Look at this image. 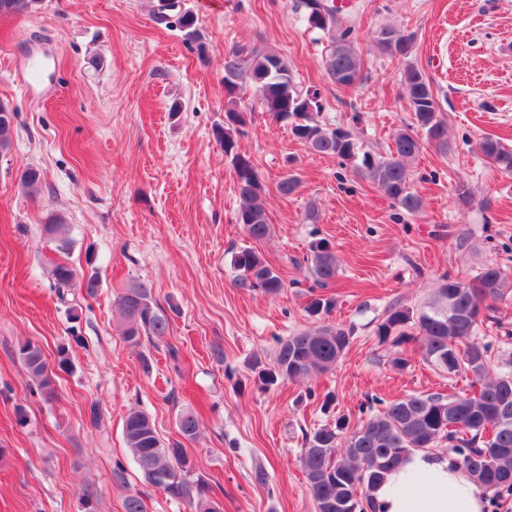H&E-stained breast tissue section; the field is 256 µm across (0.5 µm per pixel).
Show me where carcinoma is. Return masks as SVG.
Returning a JSON list of instances; mask_svg holds the SVG:
<instances>
[{"instance_id": "obj_1", "label": "carcinoma", "mask_w": 512, "mask_h": 512, "mask_svg": "<svg viewBox=\"0 0 512 512\" xmlns=\"http://www.w3.org/2000/svg\"><path fill=\"white\" fill-rule=\"evenodd\" d=\"M39 0H0V13H25ZM306 20L313 29L331 34L325 58L328 78L336 85L350 88L361 71L362 57L353 38V25L343 24L340 10L327 0V16L317 19L310 0H301ZM377 49L390 57L407 56L412 36L393 26L378 27L373 33ZM224 80L228 85L226 118L231 124H243L237 111V79L247 78L251 86L264 88L260 104L276 120L291 122L293 136L313 152L353 162L359 147L352 133L342 127L329 129L318 121L322 105L317 92L303 90L295 80L288 61L274 52L256 51L243 58L232 50L224 57ZM402 82L414 114V126L397 131L389 154L374 158L363 156L355 170L370 179L391 202L407 214L422 210L421 196L410 183L411 165L426 144L448 147L445 123L429 79L412 65L405 66ZM17 120L16 112L0 107V150L10 146ZM224 153L232 156L239 199L237 223L248 238L261 241L269 236L268 217L259 203L262 185L250 157L235 151V131L224 127L219 132ZM480 152L504 175L512 176V148L486 137ZM41 173L27 168L20 185L36 195L41 188ZM42 232L56 243L57 250L71 248L66 219L49 214ZM309 264L312 285L306 305L310 316L330 312L333 297L323 294L335 280L339 260L332 245L320 239L310 245ZM235 284L269 295L284 288L280 274L259 252L244 247L232 258ZM53 288L62 303H67L70 288L79 279L76 269L58 263L52 269ZM506 273L497 264H487L471 281L443 275L431 296L411 308L391 303L374 330L379 343L397 348L389 365L398 370L410 364L406 345L418 349L423 360L448 375L465 374L473 379L469 392L410 394L385 401L369 397V415L352 427L343 417L334 424L305 435V448L299 462L306 476L315 512H376L372 491L384 476L397 467L412 451L430 452L446 447L455 461L483 490L496 495H512V370L501 371L492 361L490 346L479 339L480 326L492 310L491 303L503 298ZM122 316L121 334L133 344L143 339H161L169 331V318L154 302L149 289L132 284L118 303ZM352 330L341 325H320L278 341L271 363L255 366L261 385L323 373L336 366L351 343ZM19 355L41 393L54 396L55 371H66L70 362L66 349L60 348L55 367L43 359L39 346L27 342ZM180 434L196 436L199 421L183 414L177 422ZM124 435L134 461L149 483L158 485L159 476L170 480L161 488L172 498L184 499L195 512H211L208 484L196 478L187 467V457L179 445H165L150 417L137 408L129 409L124 420Z\"/></svg>"}]
</instances>
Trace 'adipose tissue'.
Listing matches in <instances>:
<instances>
[{
    "label": "adipose tissue",
    "mask_w": 512,
    "mask_h": 512,
    "mask_svg": "<svg viewBox=\"0 0 512 512\" xmlns=\"http://www.w3.org/2000/svg\"><path fill=\"white\" fill-rule=\"evenodd\" d=\"M378 512H485L481 489L446 456L409 455L373 490Z\"/></svg>",
    "instance_id": "ef3b65f1"
}]
</instances>
